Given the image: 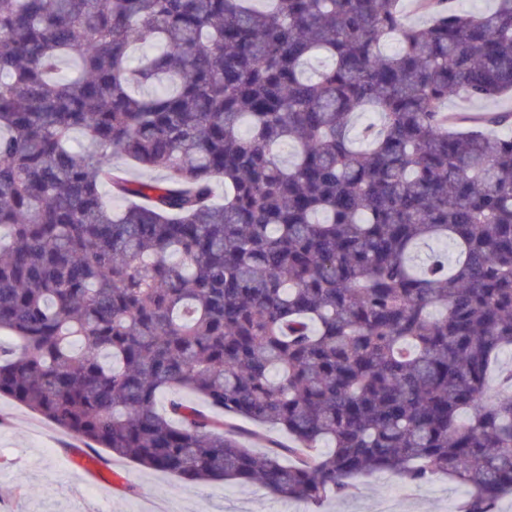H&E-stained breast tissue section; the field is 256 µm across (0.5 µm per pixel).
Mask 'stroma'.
Segmentation results:
<instances>
[{"mask_svg":"<svg viewBox=\"0 0 512 512\" xmlns=\"http://www.w3.org/2000/svg\"><path fill=\"white\" fill-rule=\"evenodd\" d=\"M83 442L15 401L0 397V512H141L144 500L166 512H448L465 495L456 482L438 476L414 484L392 472L359 477L347 495L315 505L288 501L257 485L216 482L206 486L147 470L105 449L95 456L125 478L114 486L90 485L71 460Z\"/></svg>","mask_w":512,"mask_h":512,"instance_id":"obj_1","label":"stroma"}]
</instances>
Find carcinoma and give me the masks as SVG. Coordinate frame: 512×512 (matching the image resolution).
<instances>
[{
  "label": "carcinoma",
  "mask_w": 512,
  "mask_h": 512,
  "mask_svg": "<svg viewBox=\"0 0 512 512\" xmlns=\"http://www.w3.org/2000/svg\"><path fill=\"white\" fill-rule=\"evenodd\" d=\"M418 7L0 0V396L197 484L320 504L391 470L498 512L512 111L443 103L512 93V0Z\"/></svg>",
  "instance_id": "carcinoma-1"
}]
</instances>
